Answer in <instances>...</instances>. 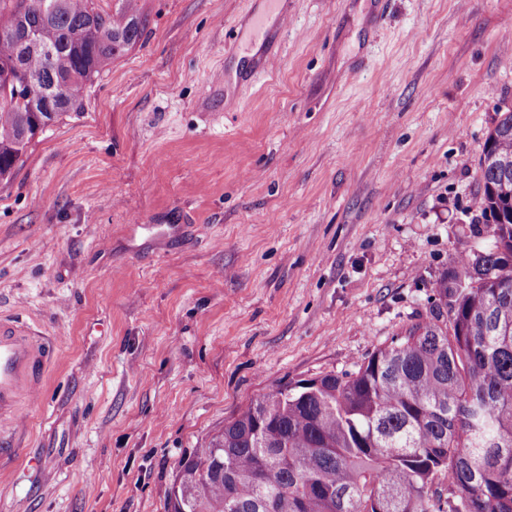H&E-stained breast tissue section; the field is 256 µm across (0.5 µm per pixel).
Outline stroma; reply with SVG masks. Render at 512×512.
Segmentation results:
<instances>
[{
	"label": "stroma",
	"instance_id": "obj_1",
	"mask_svg": "<svg viewBox=\"0 0 512 512\" xmlns=\"http://www.w3.org/2000/svg\"><path fill=\"white\" fill-rule=\"evenodd\" d=\"M137 7L139 43L0 178V320L54 343L0 425V512H166L252 400L357 370L491 245L473 199L512 0Z\"/></svg>",
	"mask_w": 512,
	"mask_h": 512
}]
</instances>
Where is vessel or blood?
<instances>
[{"instance_id":"vessel-or-blood-1","label":"vessel or blood","mask_w":512,"mask_h":512,"mask_svg":"<svg viewBox=\"0 0 512 512\" xmlns=\"http://www.w3.org/2000/svg\"><path fill=\"white\" fill-rule=\"evenodd\" d=\"M53 354L29 327L0 323V420L18 422L22 396H36Z\"/></svg>"}]
</instances>
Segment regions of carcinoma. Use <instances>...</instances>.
Segmentation results:
<instances>
[{
	"instance_id": "carcinoma-1",
	"label": "carcinoma",
	"mask_w": 512,
	"mask_h": 512,
	"mask_svg": "<svg viewBox=\"0 0 512 512\" xmlns=\"http://www.w3.org/2000/svg\"><path fill=\"white\" fill-rule=\"evenodd\" d=\"M136 2L0 0L1 179L140 39ZM477 177L492 245L356 371L253 400L181 462L168 512H512V109Z\"/></svg>"
}]
</instances>
